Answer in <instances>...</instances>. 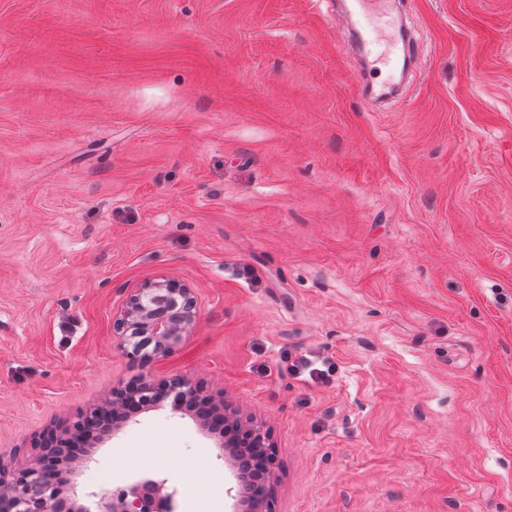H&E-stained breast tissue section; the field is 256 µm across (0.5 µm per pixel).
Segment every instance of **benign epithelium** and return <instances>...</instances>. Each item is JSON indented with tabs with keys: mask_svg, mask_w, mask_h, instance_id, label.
I'll return each mask as SVG.
<instances>
[{
	"mask_svg": "<svg viewBox=\"0 0 512 512\" xmlns=\"http://www.w3.org/2000/svg\"><path fill=\"white\" fill-rule=\"evenodd\" d=\"M197 320V300L192 288L170 279L130 290L127 302L117 312L114 322V347L132 362L146 368L156 358L166 356L184 337L188 336ZM136 396L157 402L172 400L184 404L190 400L204 402L211 410L234 423L256 440L257 445L274 448L268 431L240 417L239 408L221 393L209 390L200 379L180 377L155 380L145 373L131 383H122L100 400L93 410L102 413L117 409ZM36 461L12 473L3 474L21 488L11 498H0V512H88L73 497H64L44 482L46 471L64 462L65 448L61 433L44 429L36 438ZM174 493L168 491L166 481L142 476L126 488L112 494L96 495V512H168Z\"/></svg>",
	"mask_w": 512,
	"mask_h": 512,
	"instance_id": "obj_1",
	"label": "benign epithelium"
}]
</instances>
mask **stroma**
<instances>
[{
	"label": "stroma",
	"instance_id": "stroma-1",
	"mask_svg": "<svg viewBox=\"0 0 512 512\" xmlns=\"http://www.w3.org/2000/svg\"><path fill=\"white\" fill-rule=\"evenodd\" d=\"M397 10L418 67L373 106L336 0H0L1 466L145 370L114 316L173 278L197 323L146 369L270 431L273 512H512V0ZM146 474L236 510L228 451L167 403L66 487ZM285 365H280V369L289 376L300 378L304 376L305 380L313 383L327 384L330 378L336 373V364L326 360H319L311 355L285 353L281 359Z\"/></svg>",
	"mask_w": 512,
	"mask_h": 512
}]
</instances>
